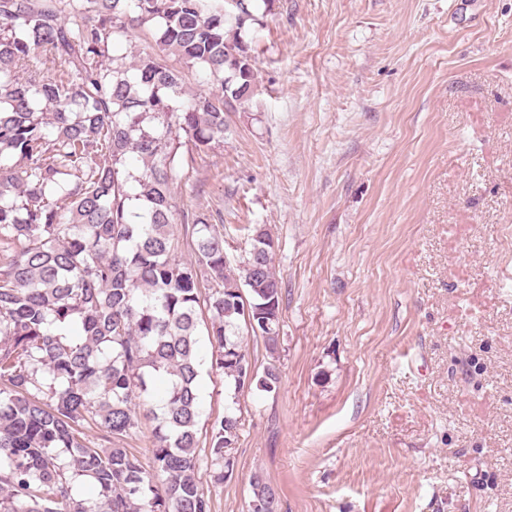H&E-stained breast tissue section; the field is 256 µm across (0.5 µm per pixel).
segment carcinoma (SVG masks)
<instances>
[{
    "mask_svg": "<svg viewBox=\"0 0 512 512\" xmlns=\"http://www.w3.org/2000/svg\"><path fill=\"white\" fill-rule=\"evenodd\" d=\"M271 3L0 0V512H211L200 462L223 481L238 395L279 386L239 339L280 344L274 239L254 226L234 265L207 218L176 235L173 193L182 151L222 141L251 99L241 32ZM136 29L153 44L130 57ZM187 69L210 87L186 93ZM203 327L232 405L202 457ZM142 419L157 421L148 469L121 444ZM250 488L279 512L261 474Z\"/></svg>",
    "mask_w": 512,
    "mask_h": 512,
    "instance_id": "obj_1",
    "label": "carcinoma"
}]
</instances>
